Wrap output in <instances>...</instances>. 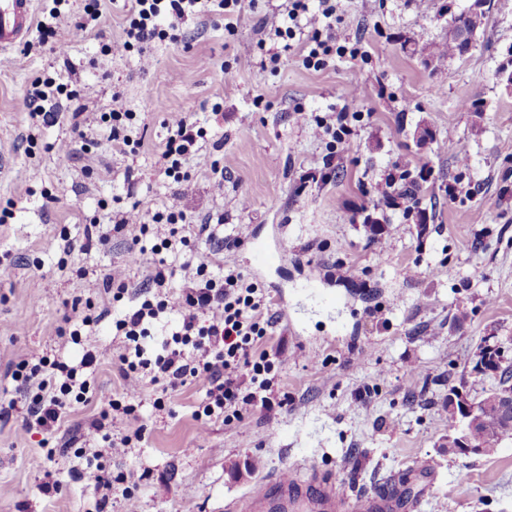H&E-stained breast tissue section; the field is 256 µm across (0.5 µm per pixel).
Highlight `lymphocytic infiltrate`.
I'll return each instance as SVG.
<instances>
[{"mask_svg":"<svg viewBox=\"0 0 512 512\" xmlns=\"http://www.w3.org/2000/svg\"><path fill=\"white\" fill-rule=\"evenodd\" d=\"M53 5L36 25L40 43L51 47L58 55L67 52L68 39L84 38L88 20L96 16L100 0H84L83 17H73L69 0H52ZM286 35H294L295 24H305L312 47L308 60L322 67L339 39L338 34L323 33L322 20L331 18L335 6L328 5L321 13L310 12L307 0H290ZM245 8L244 0H131L125 19L124 37L110 43L108 50L115 55L144 51L157 40H177L178 30L186 17L194 15L232 17ZM75 100L76 92L47 77L33 82L26 98L29 117L33 123L52 124L54 114L45 103L59 95ZM98 124L109 127L110 139L121 152L136 153L141 139L133 133L135 113L125 109L120 96H113L107 112L101 113ZM169 136L161 153L162 172L174 182L187 181L183 162L207 132L192 120L189 113H169L166 121ZM188 216L178 206L167 212L147 214L138 207L123 212L111 233L96 236L99 246H107L112 233L127 227H138L141 234L154 238L152 247L134 246L130 254L143 259L146 253L156 254L149 285L141 291L136 304L125 309L115 321V329L123 338L120 356V376L124 382L121 398L112 400L88 423L86 436L93 441L92 450L75 449V457L92 455L97 461L93 488L99 496L100 512L112 504V474L107 461L127 454L131 439L112 432L113 414L134 416L136 399L149 385L160 388L162 395L155 401L157 409H165L164 393L174 392L187 385L203 382L205 397L195 413L200 435H207L214 418L239 420L243 408L254 400L272 405L274 398V364L267 352L258 348L272 323L263 294L258 288L244 284L232 267L219 274L210 273L207 263L197 262L187 237L178 233V224ZM182 257L183 268H195L196 277L179 291H172L170 281L174 268L163 259V252ZM172 316L169 338L155 341L152 328L164 316ZM78 370V369H77ZM77 370L46 359L32 361L19 356L12 372L21 385H36L38 391L25 407L20 429L24 434L52 436L73 404L88 402L90 384L79 378ZM65 373L64 382H57V373Z\"/></svg>","mask_w":512,"mask_h":512,"instance_id":"lymphocytic-infiltrate-1","label":"lymphocytic infiltrate"}]
</instances>
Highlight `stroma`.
Masks as SVG:
<instances>
[{
    "mask_svg": "<svg viewBox=\"0 0 512 512\" xmlns=\"http://www.w3.org/2000/svg\"><path fill=\"white\" fill-rule=\"evenodd\" d=\"M336 2L334 27L351 49L319 70L305 65L302 40L274 34L288 0H253L230 27L189 17L177 41L148 46L146 65L138 53L102 50L124 36V0H106L96 22L104 38L73 42L67 56L33 37L0 54V210L17 204L0 223V405L14 406L0 417V512H97L91 481L70 476L94 470L95 460L61 448L122 392L114 322L150 262L128 260L136 228L101 248L86 246L84 227L109 230L110 218L135 203L223 217L218 234L230 249L201 240L194 248L210 270L231 264L263 288L273 318L265 347L283 404L247 406L240 422L213 420L200 440L202 384L169 394L164 411L154 407L160 389L146 388L136 417L112 425L139 436L108 465L112 512H123L127 488L140 512H222L303 464L331 472L348 496L399 484L398 512H512V441L491 457L451 452L443 410L449 386L474 401L497 387L498 376L476 369L482 347L499 346L503 363L512 362V91L498 77L512 68V0H492L469 54L433 59L419 47L443 40L468 0ZM47 76L80 99L47 102L56 121L34 127L24 96ZM116 94L137 114L136 154L103 138L70 155L55 150L78 138L77 102L104 107ZM190 111L207 136L185 162L190 180L176 183L159 173L165 119ZM340 113L351 147L335 152L308 120L332 123ZM329 155L335 171L325 177ZM215 164L224 169L220 193L210 187ZM388 173L416 187L410 207L378 201L375 184ZM257 243L275 264L254 265ZM116 267L129 283L123 301L92 297L103 320L83 328L80 343H51L49 329L88 295V282ZM405 267L416 277L403 278ZM312 278L334 304L306 290ZM89 349L100 355L84 372L95 400L41 446L20 430L28 393L11 366L23 353L76 368ZM48 470L61 482L51 497L36 489Z\"/></svg>",
    "mask_w": 512,
    "mask_h": 512,
    "instance_id": "35a3bbf8",
    "label": "stroma"
}]
</instances>
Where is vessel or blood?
<instances>
[{"label":"vessel or blood","instance_id":"1","mask_svg":"<svg viewBox=\"0 0 512 512\" xmlns=\"http://www.w3.org/2000/svg\"><path fill=\"white\" fill-rule=\"evenodd\" d=\"M36 0H0V51L20 46L34 28ZM315 493H308L297 478L280 477L228 504L227 512H394L393 494H365L355 503L336 492L329 475L317 476Z\"/></svg>","mask_w":512,"mask_h":512}]
</instances>
